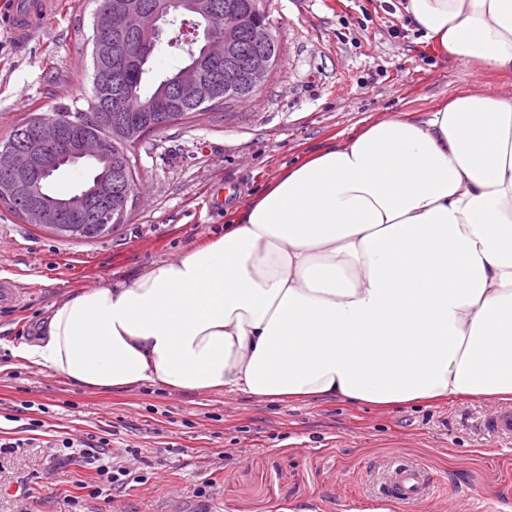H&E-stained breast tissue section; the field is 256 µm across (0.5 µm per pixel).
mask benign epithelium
Here are the masks:
<instances>
[{
  "instance_id": "obj_1",
  "label": "benign epithelium",
  "mask_w": 512,
  "mask_h": 512,
  "mask_svg": "<svg viewBox=\"0 0 512 512\" xmlns=\"http://www.w3.org/2000/svg\"><path fill=\"white\" fill-rule=\"evenodd\" d=\"M186 8L204 19L205 44L202 56L180 70L174 89L175 98L185 104L220 101L224 93L231 90V85L219 80L215 76V70L224 61V56L231 51L236 34L242 27V15L236 10H224V32L213 34L210 19L214 8L209 0H188ZM94 24L101 31L110 29L125 39L132 35L141 36L145 41L142 50L145 55L147 41L164 32L166 10L159 5L150 11H144L133 4L110 12L97 9L94 13ZM273 66L272 54L268 52L251 56L247 64L244 88L256 90L265 86L271 77ZM60 137L59 123L52 118H46L40 121L37 132L38 144L45 149L42 155H37L31 148L11 150L0 155V166L8 175V183L0 194L6 198L37 199L47 190L46 177L53 169L80 159L102 160L106 155L105 143L96 136L76 141L69 151L62 154L46 151ZM28 214L34 224L49 232L53 233L59 227L58 211L53 207L35 203L29 207Z\"/></svg>"
}]
</instances>
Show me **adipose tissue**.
Masks as SVG:
<instances>
[{
    "label": "adipose tissue",
    "instance_id": "ef3b65f1",
    "mask_svg": "<svg viewBox=\"0 0 512 512\" xmlns=\"http://www.w3.org/2000/svg\"><path fill=\"white\" fill-rule=\"evenodd\" d=\"M512 72V0H403ZM85 388L512 401V95L466 92L293 167L203 246L54 303L14 350Z\"/></svg>",
    "mask_w": 512,
    "mask_h": 512
}]
</instances>
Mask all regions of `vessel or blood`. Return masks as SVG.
<instances>
[{
  "mask_svg": "<svg viewBox=\"0 0 512 512\" xmlns=\"http://www.w3.org/2000/svg\"><path fill=\"white\" fill-rule=\"evenodd\" d=\"M57 0H0V17L5 18L18 39L52 16ZM492 434H512V408L497 409L481 422ZM435 479L422 467L394 462L385 466L372 489L375 497L401 505H419L436 492Z\"/></svg>",
  "mask_w": 512,
  "mask_h": 512,
  "instance_id": "1",
  "label": "vessel or blood"
}]
</instances>
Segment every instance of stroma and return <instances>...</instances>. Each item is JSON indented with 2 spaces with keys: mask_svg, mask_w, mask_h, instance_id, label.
<instances>
[{
  "mask_svg": "<svg viewBox=\"0 0 512 512\" xmlns=\"http://www.w3.org/2000/svg\"><path fill=\"white\" fill-rule=\"evenodd\" d=\"M281 65L264 89L229 110L147 137L137 149L138 196L111 235L68 240L0 205V278L22 288L0 307V430L40 420L30 443L0 457V512H87L93 473L55 457L69 434H112L113 457L140 460L112 487V512H512V436L480 426L489 400L392 408L319 398L281 402L185 393L144 384L100 392L23 366L14 347L34 339L51 305L223 233L239 209L288 168L347 142L370 124L427 112L462 92L512 90V75L443 55L386 0H266ZM92 0H61L27 41L0 22V142L33 113L85 107ZM414 463L437 481L432 501L402 506L368 496L376 472ZM205 496H198V489Z\"/></svg>",
  "mask_w": 512,
  "mask_h": 512,
  "instance_id": "1",
  "label": "stroma"
}]
</instances>
